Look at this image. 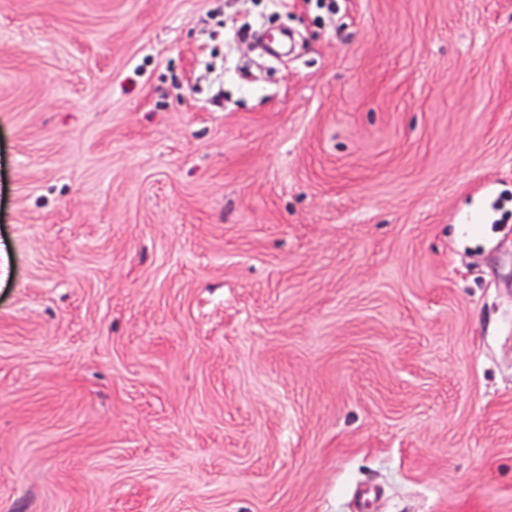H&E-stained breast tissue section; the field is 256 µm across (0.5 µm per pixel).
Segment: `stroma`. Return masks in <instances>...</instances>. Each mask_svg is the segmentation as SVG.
I'll list each match as a JSON object with an SVG mask.
<instances>
[{
  "label": "stroma",
  "mask_w": 512,
  "mask_h": 512,
  "mask_svg": "<svg viewBox=\"0 0 512 512\" xmlns=\"http://www.w3.org/2000/svg\"><path fill=\"white\" fill-rule=\"evenodd\" d=\"M366 486L512 512V0H0V512Z\"/></svg>",
  "instance_id": "1"
}]
</instances>
